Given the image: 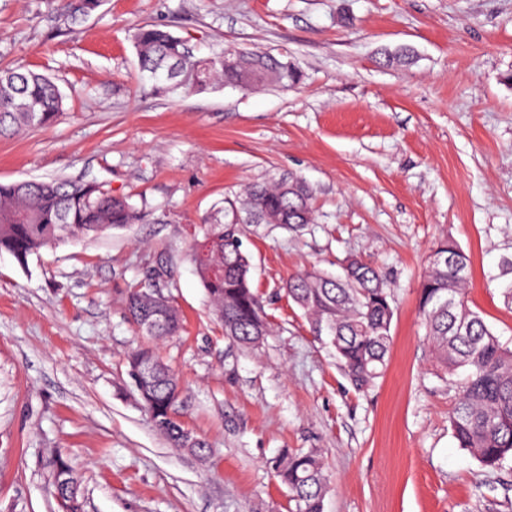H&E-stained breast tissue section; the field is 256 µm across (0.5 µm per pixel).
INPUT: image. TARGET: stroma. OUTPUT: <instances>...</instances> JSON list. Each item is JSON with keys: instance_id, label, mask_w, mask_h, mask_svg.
Here are the masks:
<instances>
[{"instance_id": "35a3bbf8", "label": "stroma", "mask_w": 512, "mask_h": 512, "mask_svg": "<svg viewBox=\"0 0 512 512\" xmlns=\"http://www.w3.org/2000/svg\"><path fill=\"white\" fill-rule=\"evenodd\" d=\"M66 3L0 0V67L65 97L54 126L0 137V182L93 180L145 217L23 264L0 252V512H60V458L83 512H288L270 468L288 448L320 449L324 512H512V462L490 473L455 443V393L418 312L433 245L452 237L471 307L512 345V0H97L76 25ZM145 25L199 57L271 53L299 79L155 94L130 38ZM289 175L311 186L316 221L249 228L274 331L243 350L210 314L190 229L230 192ZM350 256L381 270L394 306L386 371L364 392L282 291ZM152 270L183 316L157 344L126 309ZM149 344L206 455L152 426L128 374Z\"/></svg>"}]
</instances>
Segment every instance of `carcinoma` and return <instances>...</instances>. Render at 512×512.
Masks as SVG:
<instances>
[{
    "label": "carcinoma",
    "mask_w": 512,
    "mask_h": 512,
    "mask_svg": "<svg viewBox=\"0 0 512 512\" xmlns=\"http://www.w3.org/2000/svg\"><path fill=\"white\" fill-rule=\"evenodd\" d=\"M139 69L170 73L155 83L165 95L203 92L215 85L242 87L274 83L283 88L298 79L294 68L260 51H229L196 57L187 42L155 26L135 29L131 35ZM64 114V97L50 78L23 67L0 69V136L49 127ZM141 209L125 196H116L96 182L54 178L0 183V251L19 262L44 248L70 240L123 229L138 223ZM315 223L312 189L299 178L250 183L203 224L195 236L209 241L205 260L189 251L195 273L205 289L212 314L224 327V336L242 349H256L272 332L261 295L252 285L251 259L243 250L242 236L253 224ZM469 257L447 237L432 250L420 284L419 312L431 346L434 365L448 376L457 399L449 415L453 438L486 470L500 469L512 460V348L503 344L480 312L466 300ZM333 275L312 267L291 276L284 292L307 320L318 341L329 346L353 387L374 385L387 367L394 317L392 298L372 263L360 258L346 261ZM145 287L131 291L128 312L146 336L160 340L182 327L173 305L161 315L151 313ZM154 367L150 384L139 391L154 428L173 446L184 447L188 433L171 421L176 409L172 391L179 380L150 348L129 359V376L139 366ZM280 483L288 489L289 512H323L330 490L318 448L283 452L271 461ZM55 493L82 512V501L66 462L57 464Z\"/></svg>",
    "instance_id": "carcinoma-1"
}]
</instances>
